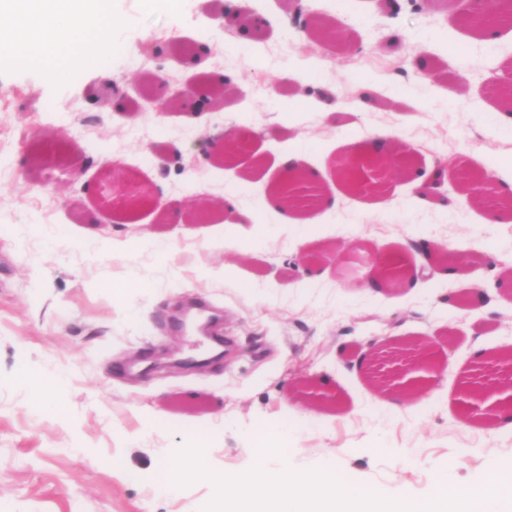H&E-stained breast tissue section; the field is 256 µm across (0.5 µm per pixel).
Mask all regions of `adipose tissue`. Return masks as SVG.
<instances>
[{
    "label": "adipose tissue",
    "mask_w": 512,
    "mask_h": 512,
    "mask_svg": "<svg viewBox=\"0 0 512 512\" xmlns=\"http://www.w3.org/2000/svg\"><path fill=\"white\" fill-rule=\"evenodd\" d=\"M119 22L112 0H0V50L54 80L75 34L107 40Z\"/></svg>",
    "instance_id": "1"
}]
</instances>
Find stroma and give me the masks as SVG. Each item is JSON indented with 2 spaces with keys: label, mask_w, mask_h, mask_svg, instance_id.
<instances>
[{
  "label": "stroma",
  "mask_w": 512,
  "mask_h": 512,
  "mask_svg": "<svg viewBox=\"0 0 512 512\" xmlns=\"http://www.w3.org/2000/svg\"><path fill=\"white\" fill-rule=\"evenodd\" d=\"M112 0L124 19L112 48L73 59L60 81L0 60V512H199L211 497L201 480L160 493L139 482L195 436L219 470L250 467L260 422L290 430L300 470L331 468L384 492L430 495L439 470L477 487L512 466V429L466 417L462 383L497 384L491 355L512 351V289L497 255H512V223H486L462 195L458 171L512 180V131L487 111L498 100L494 61L512 60V26L493 46L465 44L459 0ZM345 31L351 48L292 24L297 12ZM427 58L430 74L411 67ZM317 60L308 83L287 78ZM234 75L217 110L160 109L147 80L179 88L204 72ZM379 83L363 101L358 83ZM163 115L155 123L154 115ZM416 151L417 166L456 162L441 212L409 178L354 195L334 175L340 140L370 132ZM246 134L237 162L209 160V138ZM291 154L316 172L317 224L282 223L260 204ZM114 161L153 185L162 207L222 199L241 178L235 223L215 211L202 224H162L158 212L100 207V165ZM177 234L168 256L135 238ZM332 253L307 282L300 242ZM125 243L111 252L109 242ZM444 241L465 257L427 260L423 243ZM428 267L414 283L369 287L371 251ZM226 266L228 276H210ZM136 277L126 302L115 282ZM433 340L439 371L411 398L373 380L369 343L400 348ZM61 378L60 415L38 411L31 389Z\"/></svg>",
  "instance_id": "stroma-1"
}]
</instances>
